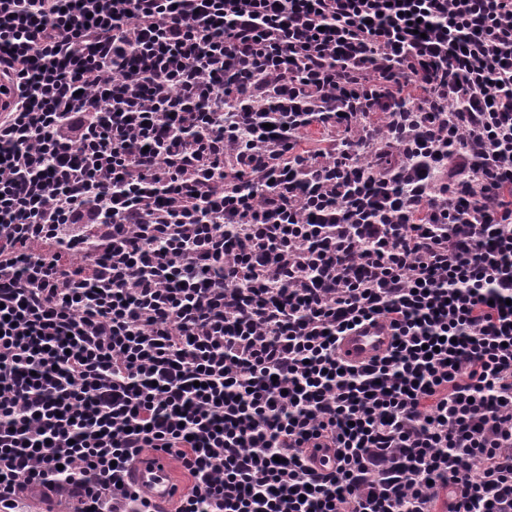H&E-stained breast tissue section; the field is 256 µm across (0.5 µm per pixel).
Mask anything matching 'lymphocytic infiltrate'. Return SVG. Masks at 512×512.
<instances>
[{"mask_svg": "<svg viewBox=\"0 0 512 512\" xmlns=\"http://www.w3.org/2000/svg\"><path fill=\"white\" fill-rule=\"evenodd\" d=\"M0 79V512H157L155 450L174 512H512V0H0ZM406 96L398 195L341 104ZM396 107V111L387 117V122L392 121V128L398 129L400 145L402 146L399 147L400 154L397 157L386 159L385 164L388 173L392 176L393 183L400 189L405 182L404 175L407 166H440L442 163L441 157L445 154V145L429 146L430 143L426 139L422 128L417 129L412 140H407L406 132L403 133V126L406 125V131H408V125L410 126L412 118L406 112H411V110L405 102L398 103ZM392 340L382 323L367 324L344 336L338 345V355L346 362L357 364L383 354ZM132 478L157 502H168L178 494L177 475L165 451L154 452L144 462L133 466Z\"/></svg>", "mask_w": 512, "mask_h": 512, "instance_id": "1", "label": "lymphocytic infiltrate"}]
</instances>
